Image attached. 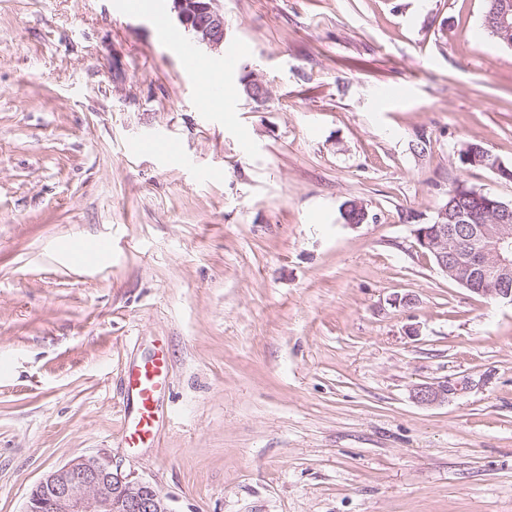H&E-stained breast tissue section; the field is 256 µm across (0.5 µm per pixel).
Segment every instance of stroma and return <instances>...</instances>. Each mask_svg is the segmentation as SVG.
Masks as SVG:
<instances>
[{"label":"stroma","mask_w":512,"mask_h":512,"mask_svg":"<svg viewBox=\"0 0 512 512\" xmlns=\"http://www.w3.org/2000/svg\"><path fill=\"white\" fill-rule=\"evenodd\" d=\"M221 4L265 104L239 69L202 111L171 0H0V512L88 455L172 512H512V306L415 236L458 180L512 204L458 159L476 142L512 167L487 0ZM351 199L367 223L343 222ZM159 344L163 417L134 447L125 369ZM463 385H467V382H460L451 384L446 382L433 383V384H421L417 385L413 389L412 397L420 405L432 406L436 404H442L448 401V396L454 394L456 391L463 388Z\"/></svg>","instance_id":"stroma-1"}]
</instances>
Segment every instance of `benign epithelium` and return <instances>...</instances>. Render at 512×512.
<instances>
[{
    "label": "benign epithelium",
    "instance_id": "benign-epithelium-1",
    "mask_svg": "<svg viewBox=\"0 0 512 512\" xmlns=\"http://www.w3.org/2000/svg\"><path fill=\"white\" fill-rule=\"evenodd\" d=\"M180 25L200 45L224 47V10L220 0H172ZM244 93L262 104L266 86L256 78L244 81ZM502 223L490 229L468 224H434L415 231L419 244L464 287L480 285V295L512 305V211L503 206ZM463 383L421 384L412 397L420 405L448 401ZM23 512H172L166 498L150 482L125 474L100 455L81 456L45 476L31 490Z\"/></svg>",
    "mask_w": 512,
    "mask_h": 512
}]
</instances>
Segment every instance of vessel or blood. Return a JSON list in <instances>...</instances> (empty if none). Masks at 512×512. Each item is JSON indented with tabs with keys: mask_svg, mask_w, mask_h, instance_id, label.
<instances>
[{
	"mask_svg": "<svg viewBox=\"0 0 512 512\" xmlns=\"http://www.w3.org/2000/svg\"><path fill=\"white\" fill-rule=\"evenodd\" d=\"M178 59L183 70L197 74L205 69L193 43L178 45ZM169 357L165 349H158L150 360L133 365L126 374L127 397L131 407L123 408L122 435L131 445L153 443L159 425L160 402L166 390Z\"/></svg>",
	"mask_w": 512,
	"mask_h": 512,
	"instance_id": "obj_1",
	"label": "vessel or blood"
}]
</instances>
